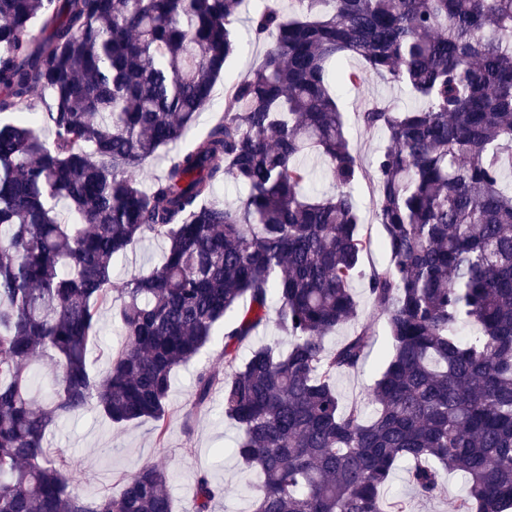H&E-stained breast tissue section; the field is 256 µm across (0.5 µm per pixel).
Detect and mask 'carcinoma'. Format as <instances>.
Masks as SVG:
<instances>
[{"instance_id":"obj_1","label":"carcinoma","mask_w":512,"mask_h":512,"mask_svg":"<svg viewBox=\"0 0 512 512\" xmlns=\"http://www.w3.org/2000/svg\"><path fill=\"white\" fill-rule=\"evenodd\" d=\"M243 0H0V512H175L170 472L147 463L119 495L87 499L45 446L89 410L155 423L175 370L213 343L224 380L200 372L195 405L224 383L234 453L263 477L253 512H409L398 467L427 498L461 474L454 512L512 509V0H261V62L224 112L169 159L211 103L238 44ZM363 68L341 67L350 58ZM377 76L420 101L358 112L385 134L373 161L380 246L352 188L363 166L337 104ZM48 95L42 136L28 120ZM313 154L336 193L309 191ZM246 190L234 207L217 184ZM163 262L113 311L123 341L104 375L87 353L112 297V260L147 235ZM368 278L390 352L367 398L343 400L373 336L353 283ZM289 339L242 345L271 303ZM350 324L332 347L324 338ZM57 367L36 400L31 360ZM224 487L194 484L195 512Z\"/></svg>"}]
</instances>
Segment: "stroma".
Returning a JSON list of instances; mask_svg holds the SVG:
<instances>
[{
    "instance_id": "stroma-1",
    "label": "stroma",
    "mask_w": 512,
    "mask_h": 512,
    "mask_svg": "<svg viewBox=\"0 0 512 512\" xmlns=\"http://www.w3.org/2000/svg\"><path fill=\"white\" fill-rule=\"evenodd\" d=\"M257 5L250 0L243 9L235 30L245 49L237 54L227 69L228 78L249 72L261 60V49L253 42L249 19ZM395 97L407 103L406 95L389 83L371 78L366 89H341L338 105L351 137V145L362 161H370L385 145L380 133L363 129L358 112L367 96ZM356 193L361 204L364 230L376 245L364 258L365 269L379 268L386 263V254L377 242L381 229L374 217V183L360 179ZM163 258L161 240L146 237L112 262V286L124 287L135 274H145L157 267ZM359 303L361 320L372 322L375 335L366 365L341 375L336 386L346 400H360L378 376L381 362L387 353L383 320L372 307L364 282L353 285ZM220 343L203 349L190 364L176 370L169 397L170 425L165 437H158L152 421L117 426L96 413L86 412L72 417L56 428L47 438L51 451H62L76 476L75 491L83 496L96 497L118 494L121 478L148 461H164L171 472L170 490L176 512H194L193 485L197 473L209 472L216 483L224 487V496L212 504V512H253L254 490L258 475L246 469L233 454L231 447L238 435L234 422L224 417L223 388L215 386L208 407L194 408V384L197 373L208 369L223 376L224 362L218 354ZM448 492L438 498H426L416 493L405 481L403 471H396L392 482L394 493L406 498L410 512H453L456 499L463 496L462 477L447 476Z\"/></svg>"
}]
</instances>
